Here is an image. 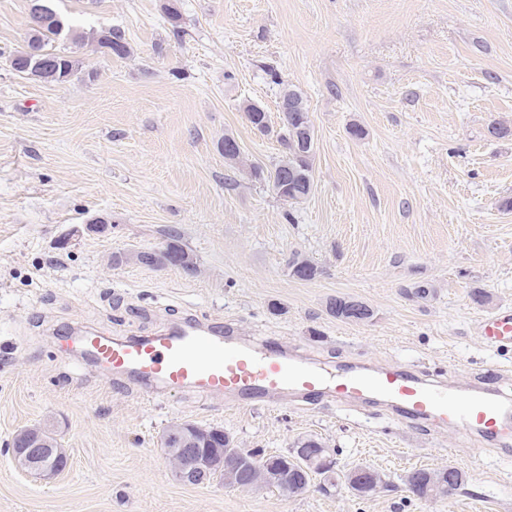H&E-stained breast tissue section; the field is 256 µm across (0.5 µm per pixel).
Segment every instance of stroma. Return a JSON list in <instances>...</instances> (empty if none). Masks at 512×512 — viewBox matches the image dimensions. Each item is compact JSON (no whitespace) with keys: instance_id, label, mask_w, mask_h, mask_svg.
Listing matches in <instances>:
<instances>
[{"instance_id":"1","label":"stroma","mask_w":512,"mask_h":512,"mask_svg":"<svg viewBox=\"0 0 512 512\" xmlns=\"http://www.w3.org/2000/svg\"><path fill=\"white\" fill-rule=\"evenodd\" d=\"M53 6L73 29L123 30L131 53L61 38L51 47L77 73L61 85L28 78L9 59L31 32V0H0V512H512V461L476 456L450 428L369 405L237 410L190 389L152 400L56 340L69 328L150 336L191 313L247 339L281 337L332 368L412 367L460 391L487 376L512 398V350L488 348L479 330L512 309V137L488 132L512 125V0ZM284 84L303 93L315 129L314 191L299 204L248 170L280 155ZM246 99L264 106L269 134L248 122ZM228 134L248 166L225 160ZM97 217L107 233L57 248ZM171 232L198 275L106 267ZM295 253L314 279L291 274ZM338 296L372 318L337 319L327 304ZM176 421L223 429L246 451L315 437L338 471L367 465L386 486L361 498L341 483L299 497L183 485L161 446ZM40 423L70 452L50 480L18 470L9 451L18 429ZM448 464L464 482L447 497L419 500L401 480Z\"/></svg>"}]
</instances>
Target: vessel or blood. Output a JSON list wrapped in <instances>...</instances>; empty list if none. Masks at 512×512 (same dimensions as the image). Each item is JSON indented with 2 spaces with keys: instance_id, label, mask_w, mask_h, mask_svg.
<instances>
[{
  "instance_id": "vessel-or-blood-1",
  "label": "vessel or blood",
  "mask_w": 512,
  "mask_h": 512,
  "mask_svg": "<svg viewBox=\"0 0 512 512\" xmlns=\"http://www.w3.org/2000/svg\"><path fill=\"white\" fill-rule=\"evenodd\" d=\"M485 343L512 348V311L486 318ZM79 344L112 375L135 379L148 395L192 389L205 397H224L242 406L288 396L329 400L391 402L411 419H431L463 434L496 440L512 435V401L478 388L458 395L434 382L391 367L340 373L304 361L280 337L258 342L238 339L230 327L186 320L156 335L117 340L88 331Z\"/></svg>"
}]
</instances>
